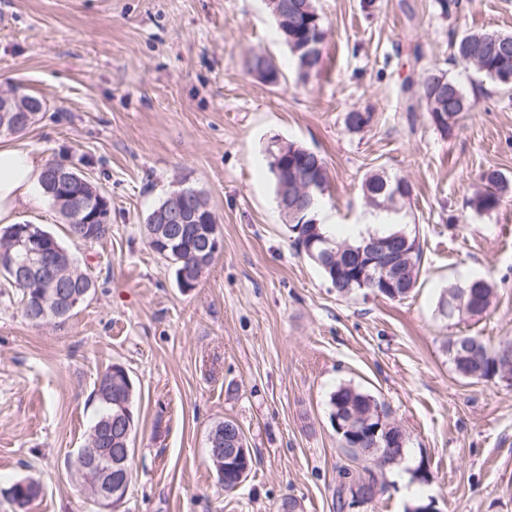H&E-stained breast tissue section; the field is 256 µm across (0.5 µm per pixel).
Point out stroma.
<instances>
[{"label": "stroma", "instance_id": "obj_1", "mask_svg": "<svg viewBox=\"0 0 512 512\" xmlns=\"http://www.w3.org/2000/svg\"><path fill=\"white\" fill-rule=\"evenodd\" d=\"M317 0L327 30L323 67L308 79L264 0H0V94L40 99L24 133L0 145L40 163L64 162L112 200V232L68 242L94 292L64 324L29 323L21 294L0 279V512H18L16 481L42 492L28 512H93L76 469L96 411L91 396L112 364L135 386L131 479L118 512H336L340 469L360 472L331 419L343 384L385 401L405 431L406 457L428 479L387 469L366 512H512V386L461 377L448 339L512 341V198L477 213L480 174L512 176V91L453 59L472 31L512 33V0ZM274 58L271 85L248 72ZM441 71L470 110L444 136L424 107L406 111L402 86ZM371 113L349 131L347 113ZM323 157L318 209L346 228L372 214L367 174L405 177L403 221L423 249L409 297H337L295 245L264 157L270 138ZM190 187L207 199L223 248L196 288L178 287L144 224ZM470 274L492 283L482 315L436 310L440 291ZM238 423L254 457L225 491L208 454L219 421Z\"/></svg>", "mask_w": 512, "mask_h": 512}]
</instances>
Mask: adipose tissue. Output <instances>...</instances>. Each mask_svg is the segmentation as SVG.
Listing matches in <instances>:
<instances>
[{
	"label": "adipose tissue",
	"mask_w": 512,
	"mask_h": 512,
	"mask_svg": "<svg viewBox=\"0 0 512 512\" xmlns=\"http://www.w3.org/2000/svg\"><path fill=\"white\" fill-rule=\"evenodd\" d=\"M39 174L38 164L29 151L0 147V222L11 223L17 210L33 203L32 187Z\"/></svg>",
	"instance_id": "ef3b65f1"
}]
</instances>
